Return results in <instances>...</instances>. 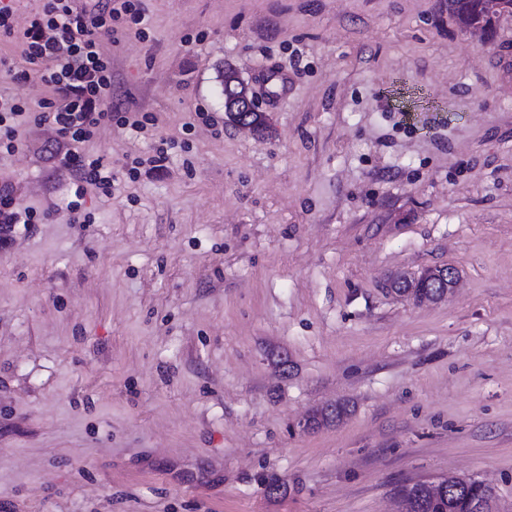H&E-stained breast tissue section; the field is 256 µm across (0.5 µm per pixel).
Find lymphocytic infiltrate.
<instances>
[{
    "instance_id": "f902f5d3",
    "label": "lymphocytic infiltrate",
    "mask_w": 512,
    "mask_h": 512,
    "mask_svg": "<svg viewBox=\"0 0 512 512\" xmlns=\"http://www.w3.org/2000/svg\"><path fill=\"white\" fill-rule=\"evenodd\" d=\"M16 12L15 0H0V36L18 38L22 45L20 61L0 57V72L15 80H36L48 94L35 112L27 103L0 95V154L15 151L21 118L52 130L65 148L60 162L72 175L75 192L68 210L74 213L88 189L112 191L111 161L85 151L99 127L113 122L137 132L146 128L137 113L104 108L112 90V58L100 43L101 35L118 34L122 17L139 25L144 16L132 0L117 6L112 0H43L19 30ZM40 218L35 208L18 203L13 187H0V248L8 246L18 225Z\"/></svg>"
}]
</instances>
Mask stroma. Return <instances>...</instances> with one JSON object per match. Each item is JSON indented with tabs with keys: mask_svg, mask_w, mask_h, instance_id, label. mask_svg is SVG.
<instances>
[{
	"mask_svg": "<svg viewBox=\"0 0 512 512\" xmlns=\"http://www.w3.org/2000/svg\"><path fill=\"white\" fill-rule=\"evenodd\" d=\"M139 7L110 100L153 124L89 144L116 176L89 223L51 130L0 155L47 213L0 249V512H399L442 475L512 512V16ZM227 68L265 129L225 112ZM162 137L165 171L129 180ZM438 266L441 301L387 288ZM414 279L420 280H430L437 279L442 282L443 291L440 294H436L434 296H429V298H424L428 300H437L445 295L447 296L449 293L453 292L458 284V273L452 267H432L426 270H423L419 273H414L412 277Z\"/></svg>",
	"mask_w": 512,
	"mask_h": 512,
	"instance_id": "obj_1",
	"label": "stroma"
}]
</instances>
